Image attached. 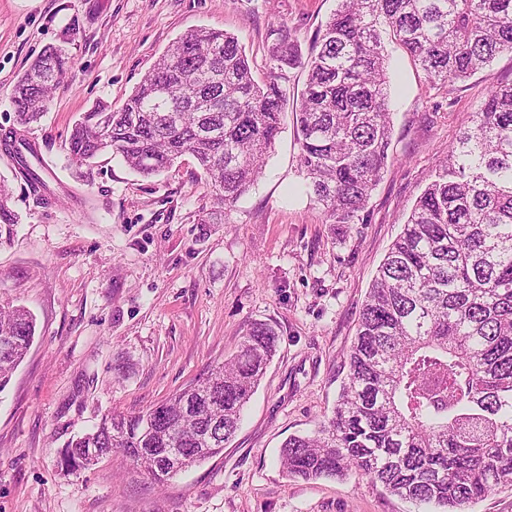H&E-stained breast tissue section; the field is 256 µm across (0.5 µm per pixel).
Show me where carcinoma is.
<instances>
[{"mask_svg":"<svg viewBox=\"0 0 512 512\" xmlns=\"http://www.w3.org/2000/svg\"><path fill=\"white\" fill-rule=\"evenodd\" d=\"M411 55L433 85H448L512 55V0H339L308 55L290 34L269 49L260 86L238 39L195 29L176 38L116 110L82 114L68 139L78 165L121 156L149 178L189 153L217 199L229 205L254 185L279 133L287 90L281 71L301 66L295 111L300 161L314 200L334 224H351L382 177L391 141L384 38ZM59 47L37 56L11 93L14 124L43 116L65 78ZM30 185L47 187L12 130L3 137ZM150 165H145V162ZM18 223L0 184V225ZM35 336L22 307L0 313V391ZM278 333L253 323L240 354L134 416L107 415L71 440L60 464L75 472L85 448H118L163 483L218 454L272 360ZM224 434L198 432L195 405L212 392ZM159 448H195L166 468ZM289 476H367L432 512H466L512 485V81L496 80L447 158L417 197L363 304L348 374L334 415L280 450Z\"/></svg>","mask_w":512,"mask_h":512,"instance_id":"1","label":"carcinoma"}]
</instances>
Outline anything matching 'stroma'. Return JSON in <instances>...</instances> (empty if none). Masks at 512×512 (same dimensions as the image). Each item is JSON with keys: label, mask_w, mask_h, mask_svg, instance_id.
Wrapping results in <instances>:
<instances>
[{"label": "stroma", "mask_w": 512, "mask_h": 512, "mask_svg": "<svg viewBox=\"0 0 512 512\" xmlns=\"http://www.w3.org/2000/svg\"><path fill=\"white\" fill-rule=\"evenodd\" d=\"M337 0H0V136L10 93L49 46L66 78L24 131L53 204L36 199L0 147V181L20 221L0 228V306L36 321L33 344L0 392V512H417L368 478L292 479L282 444L332 417L376 271L448 147L512 79V56L433 86L387 43L388 165L350 224H331L306 186L294 111L302 69H285L281 129L257 183L218 204L191 155L145 178L120 156L77 166L69 132L104 101L120 106L185 32L234 34L257 82L290 33L309 51ZM273 325L277 352L242 424L213 458L157 484L121 457L74 474L57 456L103 416L135 415L239 354L247 328Z\"/></svg>", "instance_id": "obj_1"}]
</instances>
